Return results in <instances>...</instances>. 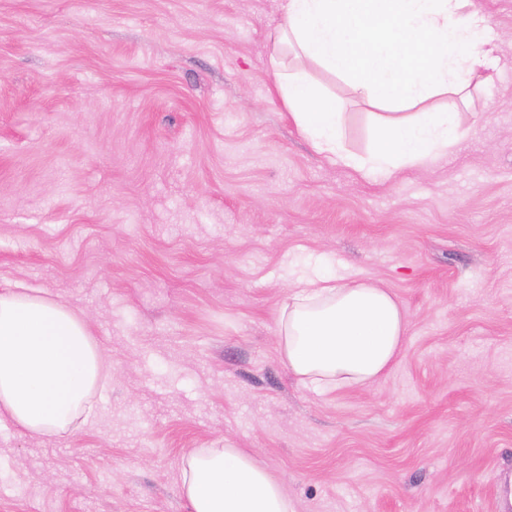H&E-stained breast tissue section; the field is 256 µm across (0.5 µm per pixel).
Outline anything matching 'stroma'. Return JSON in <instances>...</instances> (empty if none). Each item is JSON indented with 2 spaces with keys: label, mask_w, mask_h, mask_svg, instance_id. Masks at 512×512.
Segmentation results:
<instances>
[{
  "label": "stroma",
  "mask_w": 512,
  "mask_h": 512,
  "mask_svg": "<svg viewBox=\"0 0 512 512\" xmlns=\"http://www.w3.org/2000/svg\"><path fill=\"white\" fill-rule=\"evenodd\" d=\"M448 158L389 182L319 155L267 63L282 0H0V289L80 312L91 420L0 425V512H188L183 459L253 451L294 512H504L512 480V0ZM345 146L379 134L340 78ZM369 279L408 336L372 386L317 395L276 310Z\"/></svg>",
  "instance_id": "1"
}]
</instances>
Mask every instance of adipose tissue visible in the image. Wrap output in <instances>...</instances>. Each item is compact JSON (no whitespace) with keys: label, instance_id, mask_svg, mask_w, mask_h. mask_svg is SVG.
Masks as SVG:
<instances>
[{"label":"adipose tissue","instance_id":"1","mask_svg":"<svg viewBox=\"0 0 512 512\" xmlns=\"http://www.w3.org/2000/svg\"><path fill=\"white\" fill-rule=\"evenodd\" d=\"M268 65L285 108L331 163L379 181L446 158L468 134L454 107H431L487 79L496 39L474 0H283ZM338 75L369 103L381 138L366 155L345 149L342 115L284 47ZM278 346L304 388L325 394L385 375L408 332L401 301L367 281L315 276L277 312ZM102 373L99 343L67 304L31 288L0 292V423L62 437L87 423ZM190 512H292L280 481L246 448H199L185 457Z\"/></svg>","mask_w":512,"mask_h":512}]
</instances>
